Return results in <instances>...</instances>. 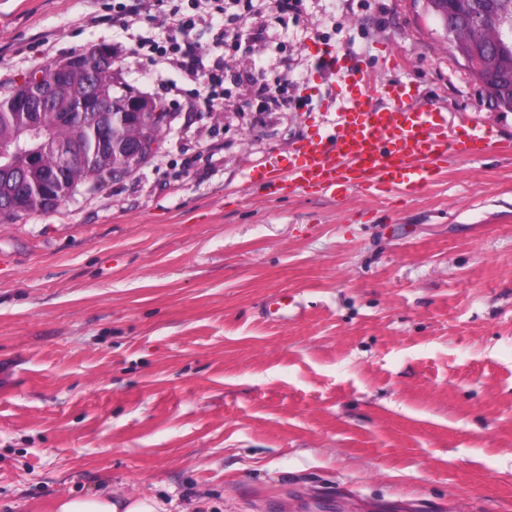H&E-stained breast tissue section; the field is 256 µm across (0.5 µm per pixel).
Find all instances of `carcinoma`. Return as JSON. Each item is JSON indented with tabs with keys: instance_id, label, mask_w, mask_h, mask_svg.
<instances>
[{
	"instance_id": "cac0c4a2",
	"label": "carcinoma",
	"mask_w": 512,
	"mask_h": 512,
	"mask_svg": "<svg viewBox=\"0 0 512 512\" xmlns=\"http://www.w3.org/2000/svg\"><path fill=\"white\" fill-rule=\"evenodd\" d=\"M478 4L492 26L473 47L459 40L457 22L448 19V0H428L448 44L466 60L480 83L495 87L496 106L511 112L512 41L507 34L512 32V0H478ZM493 54L498 58L495 71L479 66L477 58ZM59 68L70 69L69 86L29 109L14 105L15 98L26 94L24 84L0 97V143L25 138L33 121L44 135L40 166L30 165L23 156L15 162L22 174V194L14 196L0 186L3 220L56 209L82 187L96 190L144 163L155 153L152 145L164 142L167 126L158 116L163 108L154 101L148 104L140 100L141 92L128 84L116 91L119 73L113 68L102 72L94 84L98 95L112 101V117L95 122L76 115L68 124L59 123V113L71 110L87 92L86 77L72 56L39 73L49 81ZM70 148L75 150V156L66 160L64 156Z\"/></svg>"
}]
</instances>
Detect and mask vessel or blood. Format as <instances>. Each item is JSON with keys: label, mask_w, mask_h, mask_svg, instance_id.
<instances>
[{"label": "vessel or blood", "mask_w": 512, "mask_h": 512, "mask_svg": "<svg viewBox=\"0 0 512 512\" xmlns=\"http://www.w3.org/2000/svg\"><path fill=\"white\" fill-rule=\"evenodd\" d=\"M354 87L332 129L296 142L286 156L269 158L260 181L266 194L284 190L336 195L343 189L421 192L448 155L468 144L493 146L485 128L467 134L448 126L445 112L423 108L402 81L375 82L352 71Z\"/></svg>", "instance_id": "1"}]
</instances>
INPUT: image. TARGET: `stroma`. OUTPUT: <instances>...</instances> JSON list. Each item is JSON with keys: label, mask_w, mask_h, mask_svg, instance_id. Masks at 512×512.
Returning <instances> with one entry per match:
<instances>
[{"label": "stroma", "mask_w": 512, "mask_h": 512, "mask_svg": "<svg viewBox=\"0 0 512 512\" xmlns=\"http://www.w3.org/2000/svg\"><path fill=\"white\" fill-rule=\"evenodd\" d=\"M0 0V93L110 47L170 114L161 150L57 209L0 222V512L110 490L168 512H512V154L450 157L415 196L265 195L267 157L326 133L322 48L512 141L426 0H256L252 52L206 111L150 65L163 10ZM287 74L267 106L239 82ZM182 95L171 96V87ZM288 293L301 314L266 315Z\"/></svg>", "instance_id": "35a3bbf8"}]
</instances>
